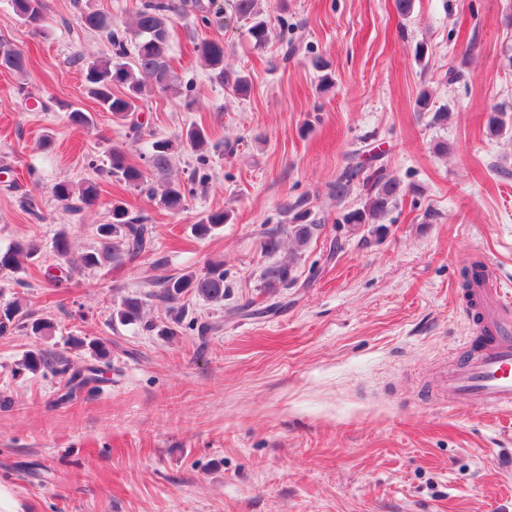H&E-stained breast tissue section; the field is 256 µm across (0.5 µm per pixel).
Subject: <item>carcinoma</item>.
<instances>
[{
	"label": "carcinoma",
	"mask_w": 512,
	"mask_h": 512,
	"mask_svg": "<svg viewBox=\"0 0 512 512\" xmlns=\"http://www.w3.org/2000/svg\"><path fill=\"white\" fill-rule=\"evenodd\" d=\"M213 0H142L131 21L124 29L117 28L112 18L94 11H84L78 18L80 29L84 32L98 33L112 45L108 56L84 59L81 52L73 56V62L83 64L84 88L104 112L116 120L129 122L131 138L136 140L141 134L142 125L134 120L135 112L147 96L161 93L170 97L181 96V84L170 66L172 43L170 37L171 16L177 13L193 12L201 22L210 23ZM15 16L21 25L35 33L43 34L50 28V17L45 0H11ZM233 11L239 18L252 21L248 33L253 47L266 46L273 35L267 20L261 17L260 0H234ZM198 55L211 72V79L219 84H226L239 96H246L250 89L249 76L242 73L224 71V43L221 41H204L197 47ZM28 66L27 58L19 50L0 49V69L22 73ZM208 135L201 127H192L176 140L161 138L152 143V151L146 164L147 168L161 180V188H147L145 169L127 160L123 150L113 148L108 153L107 163H91L98 178H115L128 187L147 188L149 198L156 205L167 211L177 213L185 209L187 200L193 195V187L167 180L172 158L177 153H199L205 149ZM360 168L347 166L336 178L333 191L336 197H347L353 181L359 176ZM365 194L359 207L345 213V224H375L384 218L406 194L405 186L400 180L374 170L364 176ZM100 183L93 180L74 187L67 181L57 182L51 187L52 196L64 208L78 213L91 206L98 198ZM292 213L288 235L296 248L305 247L322 227L312 216L304 199L288 205ZM227 214L222 211L210 212L192 225L194 235L204 239L222 227ZM152 226L144 223V218L131 216L121 201L112 203L111 220L96 227L98 247L80 257L85 268H95L114 261L134 263L148 255L152 244ZM261 250L267 255H274L281 248L279 230L267 229L263 232ZM53 252L60 259H68L71 243L66 230L55 233L52 241ZM38 252L33 244L17 243L6 249H0V271L17 274L25 270V262ZM482 263L473 260L462 268L461 288L467 309L481 320L479 306L474 300L473 284L479 278ZM294 262L277 263L270 267L266 277V288L275 290L294 281ZM226 294L224 285V263H209L206 272L185 273L179 277L164 279L155 297L170 304L176 311L177 321H182L183 307L180 300L190 295L214 306H223ZM112 321L122 325L144 323V327L154 330L157 325L143 321V302L137 297H125L112 309ZM159 329V328H157ZM55 330L54 323L46 318H33L32 314L18 300L0 302V335L22 333L26 336L49 337ZM163 336L174 334V330L164 326L159 329ZM74 348L88 347L99 362L97 366L74 371L69 378L71 398L82 389L104 380L105 369L111 366V349L105 342L91 340L84 342L73 339ZM63 358L42 349L29 350L18 363V370L31 374L58 371Z\"/></svg>",
	"instance_id": "obj_1"
}]
</instances>
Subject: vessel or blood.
I'll use <instances>...</instances> for the list:
<instances>
[{"label":"vessel or blood","instance_id":"1","mask_svg":"<svg viewBox=\"0 0 512 512\" xmlns=\"http://www.w3.org/2000/svg\"><path fill=\"white\" fill-rule=\"evenodd\" d=\"M475 292L483 319L479 347L457 368L443 373V403L466 401L484 412L512 411V297L506 296L491 268H484Z\"/></svg>","mask_w":512,"mask_h":512}]
</instances>
